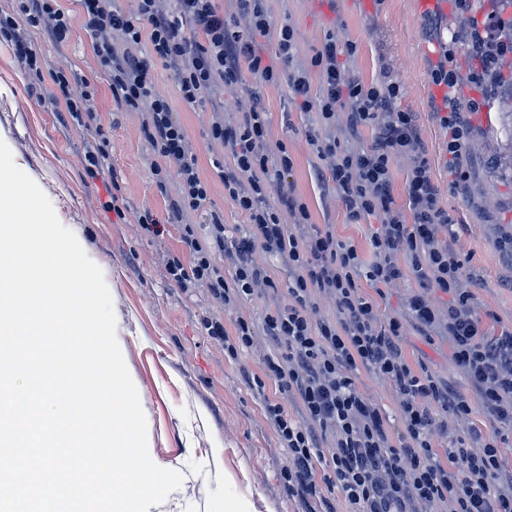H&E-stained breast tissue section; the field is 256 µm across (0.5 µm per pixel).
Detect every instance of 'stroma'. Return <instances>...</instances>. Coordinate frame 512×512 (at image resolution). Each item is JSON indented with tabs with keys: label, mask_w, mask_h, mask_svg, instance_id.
I'll return each mask as SVG.
<instances>
[{
	"label": "stroma",
	"mask_w": 512,
	"mask_h": 512,
	"mask_svg": "<svg viewBox=\"0 0 512 512\" xmlns=\"http://www.w3.org/2000/svg\"><path fill=\"white\" fill-rule=\"evenodd\" d=\"M267 7L274 27L289 24L297 30L299 61H307L312 48L333 33L356 42L349 68L365 84L388 73L403 86L402 105L417 114L441 201L456 216V246L478 282L479 311L512 324V261L499 243L502 225H512V182L487 181L488 155L479 150L468 182L457 186L446 164L447 139L435 116L441 92L429 75L439 43L429 27L454 15L453 5L423 10L417 0H336L332 5L327 0H268ZM30 40L45 67L71 69L95 86L96 126L74 130L65 113L44 107L14 47L2 42L0 140L104 273L117 339L147 419L151 458L184 475L181 488L148 512H304L305 502L289 491L283 478L288 451L264 415L263 396H277L278 389L270 380L264 395L252 387L255 377H263L264 357L272 346L263 342L231 359L202 326L207 316L223 319L229 331L241 317L262 323L268 308L288 299L286 273L268 261L275 291L226 310L205 289L186 291L172 282L165 259L181 250V228L170 223V199L155 186L150 170L155 154L144 137L140 114L113 101L109 74L96 63L82 27H75L60 46L36 31ZM250 84L268 112L271 141L285 143L294 159L292 179L312 222L333 225L339 239L370 259L374 227L347 223L341 200L325 195L316 183L317 157L305 136L311 117L294 108L287 81L267 85L254 78ZM181 120L201 172L210 173L221 149L207 136L206 114L185 112ZM101 133L112 144V166L107 177L93 179L85 171L84 151ZM114 183L127 202L121 219L102 207L106 188ZM146 212L165 225L163 236L141 230L138 217ZM402 347L410 360L472 396L467 378L451 359L447 339L427 340L410 326Z\"/></svg>",
	"instance_id": "obj_1"
}]
</instances>
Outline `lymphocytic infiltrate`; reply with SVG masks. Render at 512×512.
Returning a JSON list of instances; mask_svg holds the SVG:
<instances>
[{"mask_svg": "<svg viewBox=\"0 0 512 512\" xmlns=\"http://www.w3.org/2000/svg\"><path fill=\"white\" fill-rule=\"evenodd\" d=\"M73 17L61 0H12L0 8V39L15 46L35 88H47L52 109L90 129L97 119L95 90L73 71L44 68L27 43L30 29H44L58 43L82 26L93 56L110 73L112 97L140 113L142 131L157 160L151 171L159 191L170 174L179 177L170 208L181 225L184 254L168 255L165 269L183 289L203 288L222 308L263 295L275 283L258 258L277 257L288 271V301L266 311L262 327L241 318L233 331L206 318L204 328L235 359L256 348L260 337L281 347L265 358L257 392L273 380L279 395L266 397L264 412L290 456L284 473L289 491L319 499L322 487L338 490L350 512H512V473L501 456L505 430H512V326L490 330L480 314L466 261L457 250L455 219L440 202L429 170L415 113L402 108L401 85L384 79L364 85L346 68L355 42L327 35L307 63L294 59L295 28L272 30L267 0H237L248 19L230 22L220 0H137L132 11L116 0H78ZM476 39L469 83L476 95L471 113L482 112L488 72L512 57V39L503 36L495 14L474 21ZM275 35L278 60L256 48L260 36ZM430 73L442 92L437 115L447 137L448 164L460 169L471 127L452 106L459 75L451 67L452 45L439 49ZM171 70L176 98L160 94L156 66ZM253 75L267 84L287 78L300 111L313 113L305 136L314 146V174L321 188L337 194L349 223L375 219L371 260L340 240L332 225L312 224L307 205L290 180L294 161L286 144L270 143L269 121L261 100L245 81ZM318 96H311V88ZM241 89L251 104L236 120L223 108L207 109L217 91ZM208 111V136L222 156L204 177L181 121V112ZM343 123L345 137L372 134L369 146H342L330 130ZM413 160L397 203L392 167L397 158ZM245 214L248 224L234 239L209 208L211 184ZM207 215L206 233L182 221L184 212ZM411 280L417 286L403 316L382 314L385 288ZM445 295L436 304L435 295ZM332 300L335 313L322 316L318 297ZM426 337L443 336L455 365L470 380L481 408L496 422L491 433L459 430L472 407L452 385L413 363L404 353L407 327ZM387 385L398 404L389 417L362 391L363 378ZM299 404L293 418L285 400ZM331 435V447L320 438Z\"/></svg>", "mask_w": 512, "mask_h": 512, "instance_id": "lymphocytic-infiltrate-1", "label": "lymphocytic infiltrate"}]
</instances>
